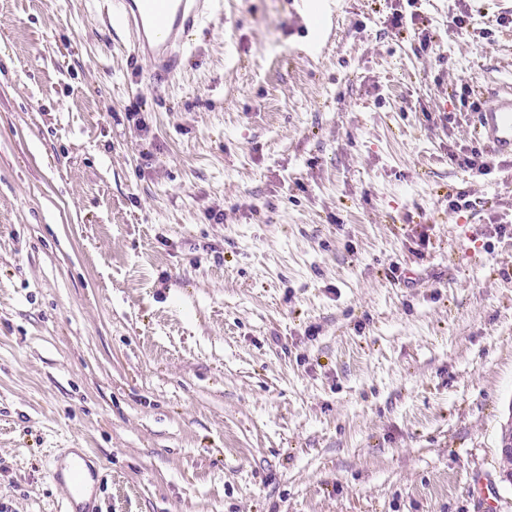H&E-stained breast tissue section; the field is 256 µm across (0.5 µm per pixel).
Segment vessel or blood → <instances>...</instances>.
<instances>
[{
	"label": "vessel or blood",
	"instance_id": "b4317fda",
	"mask_svg": "<svg viewBox=\"0 0 512 512\" xmlns=\"http://www.w3.org/2000/svg\"><path fill=\"white\" fill-rule=\"evenodd\" d=\"M208 11L205 0H115L112 20L127 27L138 51L152 60L153 79L167 81L178 73L182 55ZM472 134L491 156L512 162L511 89L474 113ZM52 478L69 487L64 512H97L104 476L92 465L87 449L56 455Z\"/></svg>",
	"mask_w": 512,
	"mask_h": 512
}]
</instances>
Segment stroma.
Listing matches in <instances>:
<instances>
[{"label": "stroma", "instance_id": "obj_1", "mask_svg": "<svg viewBox=\"0 0 512 512\" xmlns=\"http://www.w3.org/2000/svg\"><path fill=\"white\" fill-rule=\"evenodd\" d=\"M323 9L216 0L158 83L111 0H0V512L61 448L101 512H512V164L448 158L512 0ZM451 161L456 162L460 167L475 171L479 175H488L491 173V166L482 160V153L476 148L470 149L469 152L456 154L454 151L448 152Z\"/></svg>", "mask_w": 512, "mask_h": 512}]
</instances>
